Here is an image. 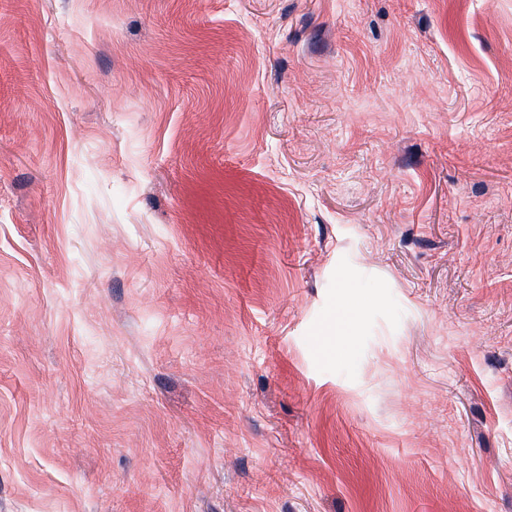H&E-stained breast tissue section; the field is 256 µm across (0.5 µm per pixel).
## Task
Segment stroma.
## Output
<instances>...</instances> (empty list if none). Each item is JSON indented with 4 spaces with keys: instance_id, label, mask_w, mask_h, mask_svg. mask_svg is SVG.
Returning <instances> with one entry per match:
<instances>
[{
    "instance_id": "stroma-1",
    "label": "stroma",
    "mask_w": 512,
    "mask_h": 512,
    "mask_svg": "<svg viewBox=\"0 0 512 512\" xmlns=\"http://www.w3.org/2000/svg\"><path fill=\"white\" fill-rule=\"evenodd\" d=\"M0 512H512V0H0Z\"/></svg>"
}]
</instances>
